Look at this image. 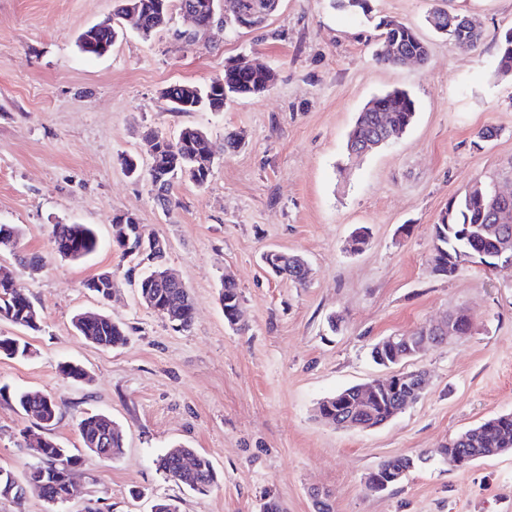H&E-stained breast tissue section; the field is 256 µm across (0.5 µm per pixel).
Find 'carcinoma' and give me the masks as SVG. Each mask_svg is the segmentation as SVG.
Returning a JSON list of instances; mask_svg holds the SVG:
<instances>
[{"label": "carcinoma", "instance_id": "obj_1", "mask_svg": "<svg viewBox=\"0 0 512 512\" xmlns=\"http://www.w3.org/2000/svg\"><path fill=\"white\" fill-rule=\"evenodd\" d=\"M140 3L135 28L142 36L148 37L166 22L167 12L157 10V0H140ZM332 4L341 11L360 13L366 19H372L370 0H332ZM445 18L448 22L442 28L435 29V32H443L456 46L473 48L480 41L469 27L463 25L462 16L447 12ZM376 27L381 29L380 60L393 65L409 61L424 63L428 60V44L411 27L396 19H383ZM119 29L120 26L115 22L93 25L79 35L78 46L87 55L101 56L112 47ZM497 58L498 71L504 75L512 74V28L500 37ZM274 81L275 77L269 76L260 67L243 71L229 62L224 65V77L221 80L216 78L205 86L175 84L167 87L164 94L177 101L173 105L176 112H197L212 108L221 111L227 98L259 95L267 91ZM385 97L390 99V111L359 114L349 139L364 143L377 134V127L383 123L394 132L410 126L416 114L415 101L411 96L404 91L394 90L385 94ZM146 138L156 142L159 147V151L152 155V165L162 178L157 200L167 207L173 204L171 193L176 180L187 173L195 184L204 185L211 175L217 151L234 150L239 144L238 140L229 137L216 149L207 134L193 126L183 128L173 140L154 130L148 131ZM495 189L494 180H478L463 194L448 202V207L434 224L433 261L442 260L446 255L455 256L459 252L492 253L505 245L512 252V207L503 212L490 206ZM115 227L117 231L113 244L121 250L122 255L130 254L138 258L136 287L144 304L174 328H190L195 308L189 293L178 287L176 281L155 278L164 253L154 250L153 244L144 237L140 224L117 223ZM52 238L56 252L72 261L91 255L98 247L97 235L87 224H55ZM282 259L279 269L285 272L288 280L299 285L305 284L307 271L302 268L303 260L285 254ZM84 286L104 299L116 286L114 274L110 271L99 273L88 279ZM220 302L226 322L238 324L241 293L233 281H223ZM0 320L30 329L36 328L40 320V313L30 297L13 287L10 280L1 278ZM72 326L79 335L103 349L123 346L128 341L124 324L104 313H79L73 317ZM2 355L7 358H26L30 355L29 344L14 336H0ZM60 372L76 383L88 380L84 368L74 362L61 365ZM12 400L19 411L32 414L38 419L44 414L53 420L58 417L60 406L49 394L16 391L12 394ZM402 410L404 397L392 395L375 405L376 420L381 422ZM78 432L83 446L95 454L98 449L94 445L102 438L108 441V452L112 458L123 453V432L107 414L92 413L84 416L78 423ZM504 448H512V413L499 415L490 423L483 422L452 437L446 445L447 463L455 462L459 456H496ZM29 450L34 463L29 465L24 481H19L10 469L0 470V499L16 502L23 500V487L31 482L37 484L47 501L61 499L66 472L75 467L78 458L50 437L42 444L29 446ZM158 467L167 479L202 495L210 491L217 479L210 460L184 446H176L165 452L158 460Z\"/></svg>", "mask_w": 512, "mask_h": 512}]
</instances>
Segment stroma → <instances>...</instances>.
I'll return each instance as SVG.
<instances>
[{"mask_svg":"<svg viewBox=\"0 0 512 512\" xmlns=\"http://www.w3.org/2000/svg\"><path fill=\"white\" fill-rule=\"evenodd\" d=\"M116 0H0V224L20 235L0 249L17 285L40 313L38 329L0 321V335L27 341V358L0 356V387L39 391L60 405L48 434L76 455V490L61 505L36 491L0 512H151L176 498L180 512H315L319 493L333 512H512V451L464 469L445 463L448 439L512 413V268L478 263L455 276L431 273L433 226L473 179L512 190V75L497 70L499 34L512 27V0H371L376 17L412 26L428 42L425 63L390 67L376 55L377 31L331 0H281L260 30L194 32L179 8L167 25L125 35L103 56L81 53L78 35L110 18ZM442 8L475 18L478 47L458 49L426 17ZM263 65L276 80L223 111L175 112L173 84H209L226 61ZM401 89L416 103L396 141L347 161V136L373 96ZM186 126L209 139L234 136L208 182H175L174 205L150 192L147 129L176 137ZM492 127L496 137L478 138ZM138 161L129 175L124 158ZM134 214L167 245L166 268L190 291L195 319L176 331L139 299L125 273L132 258L112 244V221ZM57 224H87L99 240L80 261L61 258ZM368 228L364 250L346 242ZM303 256L306 287L270 275L268 250ZM19 254L41 256L39 269ZM116 274L111 298L87 279ZM235 280L244 328L224 319L219 290ZM471 333L434 344L404 363L428 385L414 404L368 430L328 426L317 403L371 378H386L370 351L456 310ZM103 312L129 330L126 345L100 348L75 333L79 312ZM82 365L76 384L61 363ZM102 412L125 435L121 456L86 450L78 423ZM34 417L0 399V467L23 474L32 457L21 429ZM196 449L217 474L199 495L165 478L158 458L175 445ZM419 459L403 481L369 493L367 474L384 460Z\"/></svg>","mask_w":512,"mask_h":512,"instance_id":"obj_1","label":"stroma"}]
</instances>
